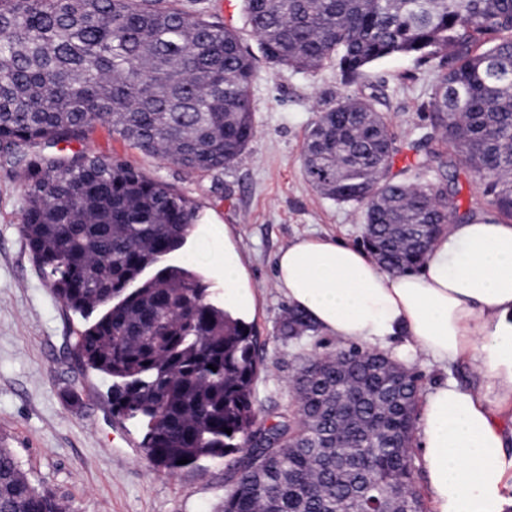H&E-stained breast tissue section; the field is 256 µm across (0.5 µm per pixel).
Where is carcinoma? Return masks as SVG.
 I'll return each instance as SVG.
<instances>
[{
  "label": "carcinoma",
  "mask_w": 512,
  "mask_h": 512,
  "mask_svg": "<svg viewBox=\"0 0 512 512\" xmlns=\"http://www.w3.org/2000/svg\"><path fill=\"white\" fill-rule=\"evenodd\" d=\"M258 53L176 0H0V149L23 171L20 232L53 293L86 325L77 354L111 381L112 409L146 428L143 448L170 472L222 459L256 419L257 336L205 301L203 277L168 265L198 207L120 158L88 150L99 124L189 172L238 162L255 135L257 62L353 81L408 56L435 74L427 131L400 149L374 98L320 110L302 147L306 180L362 210V244L385 268L418 269L460 208L427 175L451 147L512 222V0H241ZM291 309L282 334L315 332ZM213 368H208V365ZM296 405L264 437L221 512H426L413 449L419 376L352 345L298 369ZM231 433H226L225 429ZM0 512H61L0 448Z\"/></svg>",
  "instance_id": "obj_1"
}]
</instances>
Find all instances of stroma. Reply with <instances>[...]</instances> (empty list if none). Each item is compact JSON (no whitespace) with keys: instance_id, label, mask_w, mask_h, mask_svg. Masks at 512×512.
Masks as SVG:
<instances>
[{"instance_id":"obj_1","label":"stroma","mask_w":512,"mask_h":512,"mask_svg":"<svg viewBox=\"0 0 512 512\" xmlns=\"http://www.w3.org/2000/svg\"><path fill=\"white\" fill-rule=\"evenodd\" d=\"M431 69L396 56L364 70L349 85L335 68L314 72L259 63L251 87L256 133L245 155L224 170L187 173L176 164L128 148L98 126L89 151L118 156L192 199L205 224L229 225L257 292L249 323L260 339L253 401L254 433L294 405L293 375L314 353L336 349L322 332L281 336L288 301L275 286L279 251L296 238L331 237L358 245L361 209L315 190L302 172L301 148L320 103L329 96L375 97L401 148H408ZM21 178L0 158V440L22 471L48 487L63 512H218L252 448L221 460L203 457L175 472L152 465L143 433L113 415L108 383L75 350L82 318L52 292L20 233Z\"/></svg>"}]
</instances>
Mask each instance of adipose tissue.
<instances>
[{
    "label": "adipose tissue",
    "mask_w": 512,
    "mask_h": 512,
    "mask_svg": "<svg viewBox=\"0 0 512 512\" xmlns=\"http://www.w3.org/2000/svg\"><path fill=\"white\" fill-rule=\"evenodd\" d=\"M196 245L219 240L224 309L253 315L256 296L228 226L198 224ZM289 304L342 342L398 348L406 360L463 366L421 398L415 443L429 512H512V222H449L415 271L392 273L367 251L302 237L276 259Z\"/></svg>",
    "instance_id": "obj_1"
}]
</instances>
